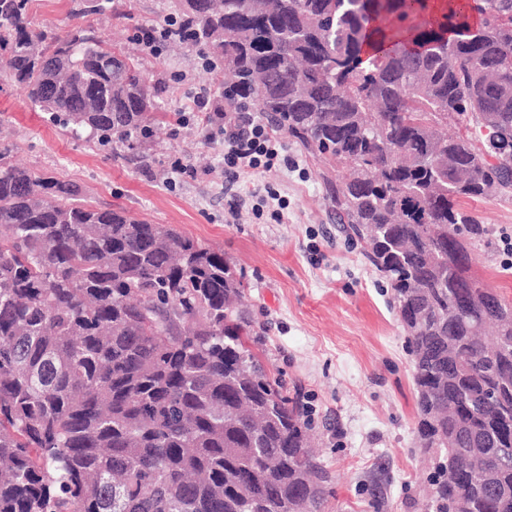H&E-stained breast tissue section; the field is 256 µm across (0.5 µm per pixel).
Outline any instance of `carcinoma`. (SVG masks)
I'll return each instance as SVG.
<instances>
[{
	"label": "carcinoma",
	"mask_w": 512,
	"mask_h": 512,
	"mask_svg": "<svg viewBox=\"0 0 512 512\" xmlns=\"http://www.w3.org/2000/svg\"><path fill=\"white\" fill-rule=\"evenodd\" d=\"M0 0V74L72 133H148L139 63ZM175 38L340 176L413 360L430 508L512 512V300L471 272L463 199H512V0H171ZM224 251L0 141V512H326L298 396L263 363ZM484 448L485 460L470 448ZM456 478H448V468Z\"/></svg>",
	"instance_id": "obj_1"
}]
</instances>
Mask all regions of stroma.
Wrapping results in <instances>:
<instances>
[{
  "instance_id": "1",
  "label": "stroma",
  "mask_w": 512,
  "mask_h": 512,
  "mask_svg": "<svg viewBox=\"0 0 512 512\" xmlns=\"http://www.w3.org/2000/svg\"><path fill=\"white\" fill-rule=\"evenodd\" d=\"M102 12L76 17L83 0H32L33 29L65 33L97 28L117 50L135 55L152 82L159 122L150 138L99 144L73 138L61 122L0 79V134L14 159L80 185L98 206L120 205L138 218L167 224L201 244L223 249L244 285V304L265 349L264 362L308 408L317 457L332 475L330 512H427L430 457L419 444L412 357L390 304L385 277L340 224L323 179L328 167L284 138L299 172L287 169L232 178L224 141L209 137L193 97L213 85L208 54L172 44L155 56L140 32L170 16V0H99ZM182 170H174V163ZM273 186L288 201L282 220L256 215ZM242 204L234 223L225 217ZM486 234L471 251L472 270L512 298V268L498 248L512 233V200L466 201ZM317 251H310V244Z\"/></svg>"
}]
</instances>
